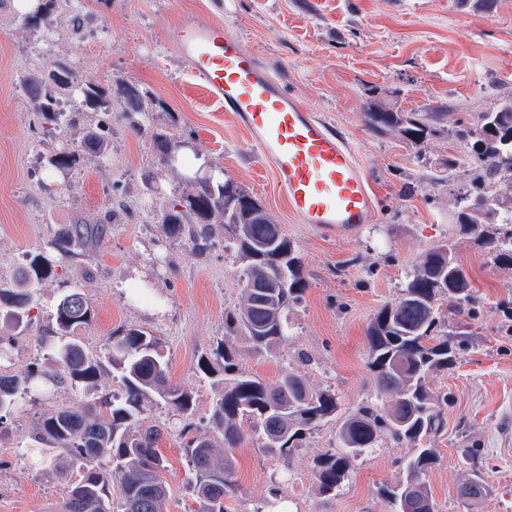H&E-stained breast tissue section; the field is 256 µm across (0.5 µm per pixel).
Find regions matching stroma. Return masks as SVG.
Returning a JSON list of instances; mask_svg holds the SVG:
<instances>
[{
    "label": "stroma",
    "instance_id": "1",
    "mask_svg": "<svg viewBox=\"0 0 512 512\" xmlns=\"http://www.w3.org/2000/svg\"><path fill=\"white\" fill-rule=\"evenodd\" d=\"M208 20L239 34L290 93L346 136L377 199L370 224L336 237L289 214L269 165L231 114L191 82L168 41L178 24ZM55 62L69 67L80 87L135 85L150 104V124L184 142L182 163L165 162L118 112L71 102L60 123L37 117L22 80ZM511 96L512 0L486 7L479 0H71L37 23L27 21L21 0H0V283L32 255L48 252L59 229L102 230L96 242H79L43 286L31 329L13 333L12 372L43 363L56 302L77 286L94 311L84 344L102 351L122 325L156 336L171 382L192 394L195 422L207 423L213 388L197 360L224 336V311L240 300L239 268L223 236L200 255L188 239L165 237L160 218L196 181L220 172L296 242L308 280L302 301L286 313L288 343L260 358L243 356V368L267 382L295 369L312 386L334 388L341 411H350L375 395L367 368L371 318L395 301L413 261L450 236L470 274L476 314L456 366L429 379L448 406L425 481L436 512H512V453L502 447L512 409V268L493 267L471 239L455 234V197L465 175L448 182L425 177L427 165L447 159L446 135L430 137L418 153L364 123L372 109L446 112L472 122ZM97 127L112 131L104 156L50 168L53 154L80 146ZM41 410L33 403L0 427V512H57L64 496L63 483L49 471L35 475L23 455ZM334 438V424H325L285 460L246 438L232 452L233 508L254 512L282 482L290 512H390L382 490L399 479L409 443L384 439L356 461L342 491L325 498L315 492L313 465ZM184 444L174 429L161 441L172 489L166 512L193 505ZM462 448L472 450L475 469L487 477L483 500L459 495Z\"/></svg>",
    "mask_w": 512,
    "mask_h": 512
}]
</instances>
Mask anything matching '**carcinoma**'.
<instances>
[{
    "instance_id": "1",
    "label": "carcinoma",
    "mask_w": 512,
    "mask_h": 512,
    "mask_svg": "<svg viewBox=\"0 0 512 512\" xmlns=\"http://www.w3.org/2000/svg\"><path fill=\"white\" fill-rule=\"evenodd\" d=\"M26 83L33 91L34 112L52 121L60 116L54 97L42 86L72 84L67 67L56 64L26 78ZM115 100L130 128L170 156L175 145L147 123V104L135 86L123 85L116 95L95 87L83 89V103L90 109L111 112ZM438 118L437 112L419 117L364 113L370 131L392 134L414 149L442 132L436 127ZM448 138L456 142V153L448 155L431 178H445L464 168L468 182L455 199L456 228L494 264L512 267V97L479 113L474 123L454 120ZM86 148L103 155L108 148L104 130L88 131ZM83 153L79 148L61 150L51 165L72 168ZM249 197L246 189L221 177L198 184L184 202L170 205L162 214L170 238L187 236L204 244L220 225L224 249L233 251L240 262V302L224 312V339L197 362L214 390L206 429L192 421V396L171 383L158 338L139 328L121 327L112 331L104 355L84 347L79 331L91 324L94 314L77 289L56 303L57 340L49 346L45 365L9 373L5 337L0 335V425L16 413L26 396L48 397L66 385L88 393L98 388L104 363L117 372L120 394L99 395L79 410L52 406L36 419L31 452L66 485L60 512H165L171 486L159 445L169 426H146L142 419L146 407L156 404L171 408L181 431L192 434L184 448L194 492L192 512H230L228 502L235 494L231 450L247 437L259 440V447L270 456L286 459L307 434L331 421L336 422V452L315 463L321 496H336L352 463L389 437L412 446L400 462V479L383 489L391 512H435L423 476L437 460L431 438L444 427L448 394L432 392L428 379L452 369L463 347L452 340L440 301H453L458 313L474 316L473 285L456 258L454 240L447 237L419 255L396 301L374 314L367 328V368L375 399L342 413L335 390L315 388L291 368L268 383L240 367L244 354H269L288 342L284 312L301 301L308 288L298 246L259 203L249 209L242 206L241 200ZM96 237L98 230L84 224L66 229L51 242V252L34 255L22 267L13 285L0 286V308H6L9 328H30L29 311L43 284L55 277L58 259L70 257L77 240ZM221 447L222 455L216 452ZM115 482L120 486L117 499L112 495ZM486 487V476L474 470L464 479L460 496L466 501L479 499Z\"/></svg>"
}]
</instances>
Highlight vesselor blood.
<instances>
[{
	"label": "vessel or blood",
	"instance_id": "obj_1",
	"mask_svg": "<svg viewBox=\"0 0 512 512\" xmlns=\"http://www.w3.org/2000/svg\"><path fill=\"white\" fill-rule=\"evenodd\" d=\"M171 41L191 77L231 112L300 223L346 234L376 210L365 169L347 138L285 89L281 79L218 21L183 23Z\"/></svg>",
	"mask_w": 512,
	"mask_h": 512
}]
</instances>
